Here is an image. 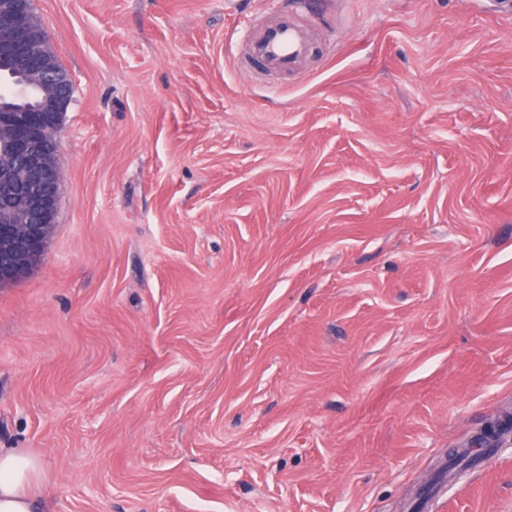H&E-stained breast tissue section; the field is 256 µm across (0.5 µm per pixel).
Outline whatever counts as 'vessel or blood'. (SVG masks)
Listing matches in <instances>:
<instances>
[{"instance_id":"1","label":"vessel or blood","mask_w":512,"mask_h":512,"mask_svg":"<svg viewBox=\"0 0 512 512\" xmlns=\"http://www.w3.org/2000/svg\"><path fill=\"white\" fill-rule=\"evenodd\" d=\"M247 42L255 63L277 71L298 67L311 49L310 37L297 24L295 15L285 13L273 24L252 31Z\"/></svg>"}]
</instances>
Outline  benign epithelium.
<instances>
[{"label": "benign epithelium", "mask_w": 512, "mask_h": 512, "mask_svg": "<svg viewBox=\"0 0 512 512\" xmlns=\"http://www.w3.org/2000/svg\"><path fill=\"white\" fill-rule=\"evenodd\" d=\"M0 61L43 86L35 110L0 106V141L12 159L0 162V288L24 277L41 259L56 214L61 175L57 147L43 139L60 129L67 86L41 35L32 0H0Z\"/></svg>", "instance_id": "7a95c632"}]
</instances>
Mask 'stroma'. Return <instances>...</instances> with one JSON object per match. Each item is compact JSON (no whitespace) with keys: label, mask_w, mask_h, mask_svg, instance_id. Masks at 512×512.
<instances>
[{"label":"stroma","mask_w":512,"mask_h":512,"mask_svg":"<svg viewBox=\"0 0 512 512\" xmlns=\"http://www.w3.org/2000/svg\"><path fill=\"white\" fill-rule=\"evenodd\" d=\"M33 0L63 183L0 288L44 512H403L512 416V0ZM427 512H512V437ZM304 9L302 2L295 9L281 13L276 22L253 30L247 37L251 59L267 70L288 71L298 67L311 49L310 37L297 23L296 14Z\"/></svg>","instance_id":"obj_1"}]
</instances>
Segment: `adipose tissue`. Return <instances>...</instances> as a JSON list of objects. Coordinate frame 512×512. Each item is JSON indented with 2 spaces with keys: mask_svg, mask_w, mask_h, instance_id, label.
I'll return each mask as SVG.
<instances>
[{
  "mask_svg": "<svg viewBox=\"0 0 512 512\" xmlns=\"http://www.w3.org/2000/svg\"><path fill=\"white\" fill-rule=\"evenodd\" d=\"M42 497L39 460L0 448V512H39Z\"/></svg>",
  "mask_w": 512,
  "mask_h": 512,
  "instance_id": "ef3b65f1",
  "label": "adipose tissue"
}]
</instances>
